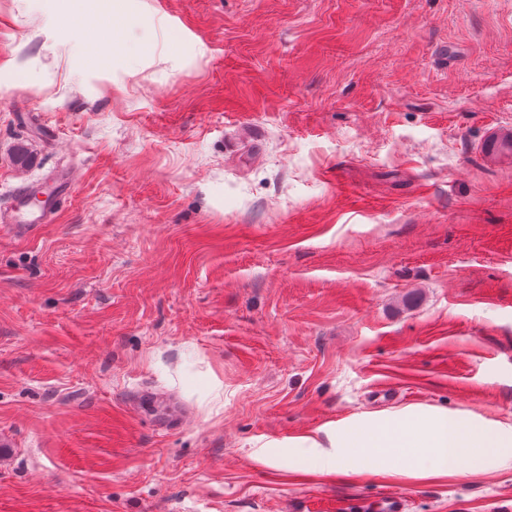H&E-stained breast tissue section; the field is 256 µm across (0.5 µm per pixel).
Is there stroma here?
I'll return each instance as SVG.
<instances>
[{"label":"stroma","instance_id":"stroma-1","mask_svg":"<svg viewBox=\"0 0 512 512\" xmlns=\"http://www.w3.org/2000/svg\"><path fill=\"white\" fill-rule=\"evenodd\" d=\"M0 0V512H512V462L290 448L512 425V0ZM31 155L14 158L17 145ZM51 187L44 190L52 195L54 207L36 205L31 200L30 189L16 192L8 202L0 206V223L23 232H31L40 224L53 222L56 209L69 197L72 180L67 174H60L50 180Z\"/></svg>","mask_w":512,"mask_h":512}]
</instances>
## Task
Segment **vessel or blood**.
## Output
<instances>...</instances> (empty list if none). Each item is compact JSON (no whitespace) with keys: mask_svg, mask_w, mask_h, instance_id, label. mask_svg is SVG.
I'll return each mask as SVG.
<instances>
[{"mask_svg":"<svg viewBox=\"0 0 512 512\" xmlns=\"http://www.w3.org/2000/svg\"><path fill=\"white\" fill-rule=\"evenodd\" d=\"M50 184L53 206L34 204L29 189L25 188L0 206V223L23 232H31L40 225L52 223L56 204L62 203L71 193L72 180L68 175L61 174L51 179Z\"/></svg>","mask_w":512,"mask_h":512,"instance_id":"vessel-or-blood-1","label":"vessel or blood"}]
</instances>
